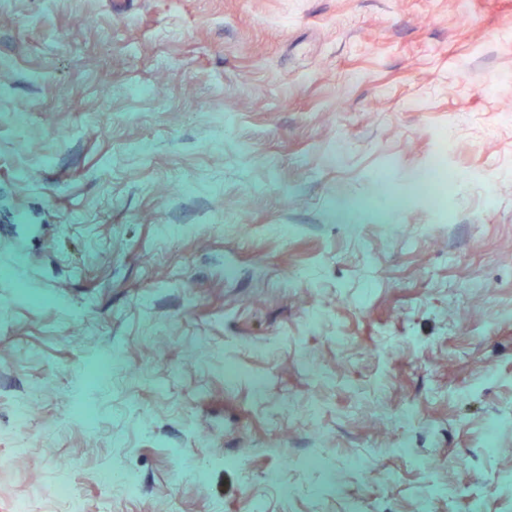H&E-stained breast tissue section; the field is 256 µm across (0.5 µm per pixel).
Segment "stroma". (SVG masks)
Returning <instances> with one entry per match:
<instances>
[{"instance_id":"35a3bbf8","label":"stroma","mask_w":512,"mask_h":512,"mask_svg":"<svg viewBox=\"0 0 512 512\" xmlns=\"http://www.w3.org/2000/svg\"><path fill=\"white\" fill-rule=\"evenodd\" d=\"M510 114L512 0H0V512H512Z\"/></svg>"}]
</instances>
